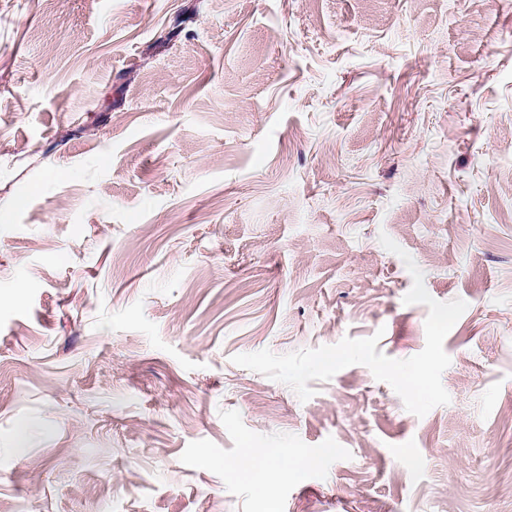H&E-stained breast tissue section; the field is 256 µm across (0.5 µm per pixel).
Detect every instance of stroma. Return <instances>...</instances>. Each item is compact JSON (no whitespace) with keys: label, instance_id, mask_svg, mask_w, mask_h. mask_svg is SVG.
Returning <instances> with one entry per match:
<instances>
[{"label":"stroma","instance_id":"stroma-1","mask_svg":"<svg viewBox=\"0 0 512 512\" xmlns=\"http://www.w3.org/2000/svg\"><path fill=\"white\" fill-rule=\"evenodd\" d=\"M0 512H512V0H0ZM281 451L277 448H258L248 443L231 461H225V469L236 472L249 483L256 496H263L267 476L280 471Z\"/></svg>","mask_w":512,"mask_h":512}]
</instances>
